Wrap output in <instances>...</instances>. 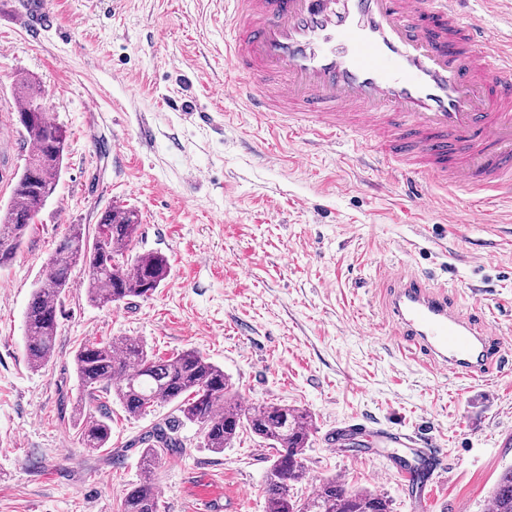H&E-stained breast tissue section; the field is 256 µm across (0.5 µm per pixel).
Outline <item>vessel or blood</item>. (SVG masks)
<instances>
[{
	"mask_svg": "<svg viewBox=\"0 0 512 512\" xmlns=\"http://www.w3.org/2000/svg\"><path fill=\"white\" fill-rule=\"evenodd\" d=\"M466 0H224V90L283 130L305 121L324 146L367 138L383 174L423 173L478 204L512 197V43L499 41ZM400 351L480 381L506 353L481 303L448 304L442 285L399 279L386 301ZM405 455L389 473L418 469L431 512L439 448L413 432L382 430Z\"/></svg>",
	"mask_w": 512,
	"mask_h": 512,
	"instance_id": "obj_1",
	"label": "vessel or blood"
}]
</instances>
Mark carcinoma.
Masks as SVG:
<instances>
[{"instance_id": "obj_1", "label": "carcinoma", "mask_w": 512, "mask_h": 512, "mask_svg": "<svg viewBox=\"0 0 512 512\" xmlns=\"http://www.w3.org/2000/svg\"><path fill=\"white\" fill-rule=\"evenodd\" d=\"M38 98L40 91L32 81L17 82L18 113L31 111ZM21 128L31 150L16 176L9 204L0 211V267L12 260L55 192L63 170L67 139L63 127L42 110ZM139 225L136 210L112 207L101 215L92 236L80 224L69 227L51 254L47 278L34 289L25 312V353L31 368H41L53 355L60 297L74 267L83 268L88 301L101 306L146 297L164 284L169 275L164 255L131 254ZM74 364L84 396L77 404L80 413L85 401L96 400L100 392L112 393L132 418L158 404L176 405V417L155 424L138 438L142 477L123 496L118 512H159L153 473L164 457L183 452L178 431L188 424L199 428L203 446L214 453L231 447L242 430L275 450L264 475L267 512H390L384 495L351 490L336 477L322 480L304 498L294 496L295 486L306 477L310 415L282 403L243 406L224 368L195 350L162 359L151 354L143 341L125 336L81 345ZM111 438L110 418L105 415L87 420L79 433L87 448H107ZM490 500L492 512H512L511 466L500 474Z\"/></svg>"}]
</instances>
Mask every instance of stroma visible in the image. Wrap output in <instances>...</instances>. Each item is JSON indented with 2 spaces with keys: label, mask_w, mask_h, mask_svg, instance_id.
I'll return each mask as SVG.
<instances>
[{
  "label": "stroma",
  "mask_w": 512,
  "mask_h": 512,
  "mask_svg": "<svg viewBox=\"0 0 512 512\" xmlns=\"http://www.w3.org/2000/svg\"><path fill=\"white\" fill-rule=\"evenodd\" d=\"M52 25L25 20L27 0H0V206L29 146L18 131L14 83L34 79L67 132L65 172L11 263L0 268V512H118L140 478L133 441L174 412L162 404L128 417L105 397L111 446L79 438L74 355L81 343L127 336L167 357L194 349L223 367L243 403L307 410L305 452L315 483L343 477L371 489L391 512H409L403 482L387 477L388 449L359 466L334 451L329 432L356 422L418 431L443 448L435 512L483 500L512 465V371L471 384L401 357L385 315L393 274L446 286L461 310L481 299L496 330L512 337V201L474 220L460 188L423 184L445 210L423 211L368 168V142L344 135L316 147L306 128L286 134L225 97L219 0H44ZM114 206L138 211L134 252L170 265L154 294L129 303L88 302L82 269L60 300L55 352L29 368L24 313L46 279L69 225L94 231ZM185 451L156 471L160 512H264L271 455L251 434L216 454L197 426Z\"/></svg>",
  "instance_id": "obj_1"
}]
</instances>
